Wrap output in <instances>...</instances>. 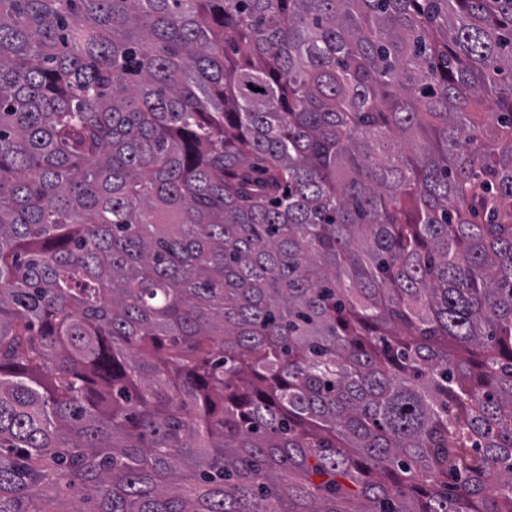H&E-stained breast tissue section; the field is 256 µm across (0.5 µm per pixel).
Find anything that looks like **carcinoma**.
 Wrapping results in <instances>:
<instances>
[{
  "label": "carcinoma",
  "mask_w": 512,
  "mask_h": 512,
  "mask_svg": "<svg viewBox=\"0 0 512 512\" xmlns=\"http://www.w3.org/2000/svg\"><path fill=\"white\" fill-rule=\"evenodd\" d=\"M512 512V0H0V512Z\"/></svg>",
  "instance_id": "obj_1"
}]
</instances>
